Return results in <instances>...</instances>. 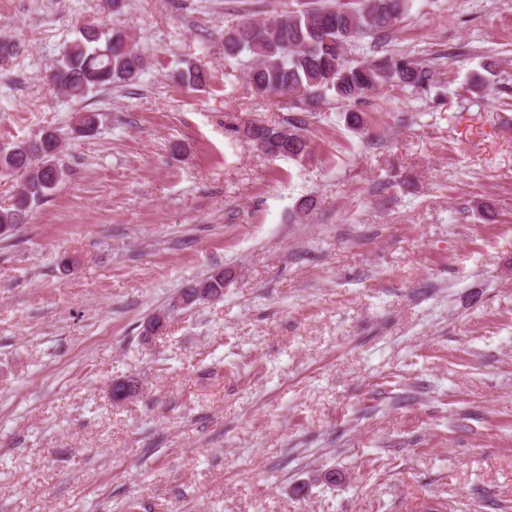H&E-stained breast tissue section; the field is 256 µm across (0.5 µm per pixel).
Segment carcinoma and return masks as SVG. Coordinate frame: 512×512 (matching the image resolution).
I'll list each match as a JSON object with an SVG mask.
<instances>
[{
    "label": "carcinoma",
    "mask_w": 512,
    "mask_h": 512,
    "mask_svg": "<svg viewBox=\"0 0 512 512\" xmlns=\"http://www.w3.org/2000/svg\"><path fill=\"white\" fill-rule=\"evenodd\" d=\"M410 0H358L357 7L344 3L289 11L272 19L245 18L224 30V56L249 58L247 78L252 91L261 97L286 95L293 106L311 112L332 100L350 106L353 124L362 126L355 105L379 89L425 91L437 82L438 71L407 57L387 56L377 61L353 63L347 49L369 36L381 45L409 8ZM177 73L182 84L199 88L208 75L192 61H183ZM146 61L132 34L87 26L80 36L66 44L50 80L69 97L81 100L89 93L114 84L138 79ZM301 119L288 118L277 127L259 122L243 126L242 136L273 156L303 157L308 140L302 133ZM97 127V114L83 112L75 117L71 131L90 133ZM12 153L0 156V173L21 171L25 183L16 201L0 207V236L13 235L27 223L33 208L39 206L64 178L59 164L61 141L53 130L22 140ZM224 294V271L187 285L180 299L191 306Z\"/></svg>",
    "instance_id": "obj_1"
}]
</instances>
